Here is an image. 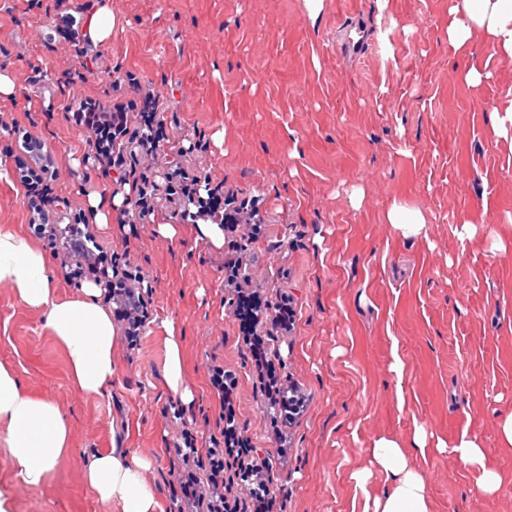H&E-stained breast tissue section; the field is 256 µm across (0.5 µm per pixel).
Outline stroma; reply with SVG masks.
Returning <instances> with one entry per match:
<instances>
[{"instance_id": "1", "label": "stroma", "mask_w": 512, "mask_h": 512, "mask_svg": "<svg viewBox=\"0 0 512 512\" xmlns=\"http://www.w3.org/2000/svg\"><path fill=\"white\" fill-rule=\"evenodd\" d=\"M118 18L99 59L80 67V36L58 31L59 12ZM450 0H0V227L29 234L26 189L8 154L27 130L55 159L44 182L54 224H85L102 254L140 269L150 318L138 349L121 336L110 391L76 392L66 355L40 312L0 285V362L29 392L52 400L71 429V449L37 486L19 482L0 426V493L9 512H113L82 479L84 462L117 446L149 458L163 507L181 499V450L223 425L209 383L213 366L236 379L235 425L249 448L269 452V512H354L352 472L373 438L410 439L415 428L453 441L483 437L502 477L493 497L452 454L418 458L432 512H512V448L498 421L512 411V135L495 110L512 101V58L477 46L448 47ZM368 33L351 59L336 50L349 26ZM486 79L467 83L471 62ZM162 101L164 138L132 172L155 175L169 158L237 199L262 221L228 227L222 244L207 220L183 219L179 197L153 200L144 218L112 207L95 223L86 197L112 194L114 172L70 121L81 96L110 107L133 84ZM419 211L425 229L402 236L391 202ZM472 224L473 238L461 237ZM238 254L258 294L257 333L279 348L282 385L308 398L276 433L224 286ZM289 302L294 325L273 326ZM182 338L189 399L164 387V321ZM401 359L403 378L390 370ZM235 453L224 455L232 512H254L253 486Z\"/></svg>"}]
</instances>
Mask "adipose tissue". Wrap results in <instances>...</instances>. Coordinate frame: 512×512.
<instances>
[{
  "label": "adipose tissue",
  "mask_w": 512,
  "mask_h": 512,
  "mask_svg": "<svg viewBox=\"0 0 512 512\" xmlns=\"http://www.w3.org/2000/svg\"><path fill=\"white\" fill-rule=\"evenodd\" d=\"M448 46L453 53L469 51L476 39L512 57V0H452L448 11ZM0 284L8 286L26 307L39 311L63 347L73 387L82 394L109 392L116 363L112 357L118 336L110 312L97 300L98 286L88 285L73 297L62 296L45 252L19 233L0 228ZM0 424L13 456L15 475L38 485L71 447L70 427L57 405L26 392L13 369L0 362ZM448 451L474 471L476 485L492 496L501 476L485 463L479 433L463 430L452 442H430L423 428H415L411 444L392 436L372 440L367 464L351 479L362 489L359 512H431L423 472L411 460L429 450ZM150 461L126 448L98 452L83 467L82 478L115 512H163L150 480ZM385 487H369L374 476Z\"/></svg>",
  "instance_id": "adipose-tissue-1"
}]
</instances>
